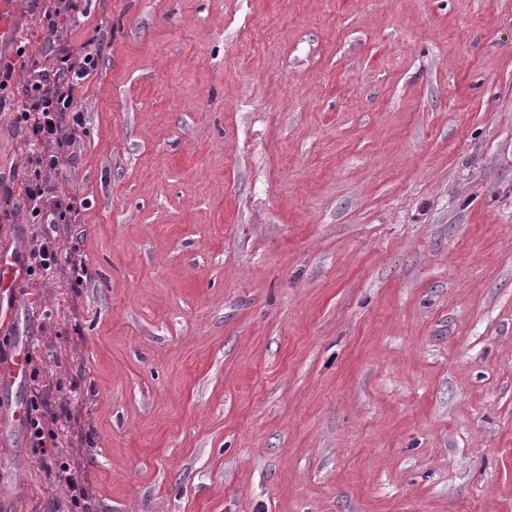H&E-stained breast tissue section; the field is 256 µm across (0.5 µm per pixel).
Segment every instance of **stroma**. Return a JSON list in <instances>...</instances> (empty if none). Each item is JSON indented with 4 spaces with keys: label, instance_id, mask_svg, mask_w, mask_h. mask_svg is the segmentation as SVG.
<instances>
[{
    "label": "stroma",
    "instance_id": "stroma-1",
    "mask_svg": "<svg viewBox=\"0 0 512 512\" xmlns=\"http://www.w3.org/2000/svg\"><path fill=\"white\" fill-rule=\"evenodd\" d=\"M14 0L30 65L99 48L46 185L93 273L0 321V512H512V0ZM0 110V249L40 233ZM83 373L81 398L70 393ZM27 351L23 348L16 352L11 368L6 375L1 376L2 386H22L26 380ZM63 414H66V411L61 412L60 416H58L57 413L49 409L48 404L41 399H36L31 403L26 423L28 426L30 441L33 445L32 448L45 447V425L48 416L54 417L57 421L58 417L62 418ZM41 470L48 479H53L64 485L68 491L69 509L73 511L89 512V504L85 495L82 484L76 480L71 474L70 464L60 459L59 456L54 457L42 451Z\"/></svg>",
    "mask_w": 512,
    "mask_h": 512
}]
</instances>
